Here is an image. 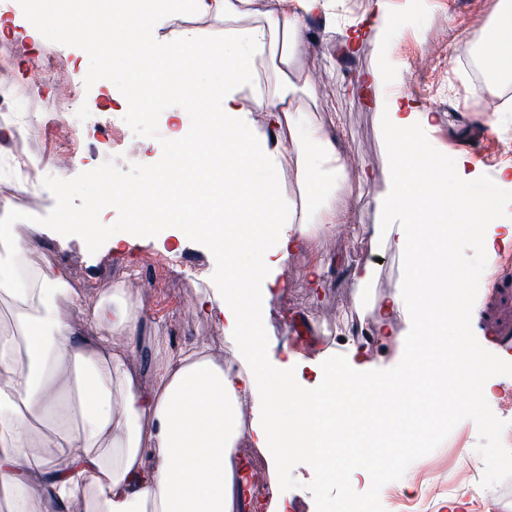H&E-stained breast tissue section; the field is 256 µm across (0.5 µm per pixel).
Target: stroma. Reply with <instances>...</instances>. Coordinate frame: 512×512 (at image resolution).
<instances>
[{
  "label": "stroma",
  "instance_id": "stroma-1",
  "mask_svg": "<svg viewBox=\"0 0 512 512\" xmlns=\"http://www.w3.org/2000/svg\"><path fill=\"white\" fill-rule=\"evenodd\" d=\"M374 2L365 0L364 7L354 11L340 2L327 24L311 22L301 32L300 64L316 87L318 119L335 127L350 163L332 194L333 204L350 217L347 229L323 227L314 246L292 252L283 273L286 284L273 292L263 310L268 368L278 370L286 351L302 354L305 361L294 370L302 387L315 382L321 366L351 354L358 374L370 378L374 387L385 388L416 345L413 318L406 311L393 314L390 335L371 342L361 337L362 330L373 327L374 309L397 293L406 273L392 241L377 230L380 217L374 199L387 188L389 168L382 114L362 96L366 71L377 67L388 75L383 96H401L434 115L429 148L450 162L465 154L467 170L481 173L476 193L497 199L500 216L512 218V191L503 190L496 179L501 166L512 164V98H506L505 87L499 85L465 96L454 79L465 41L487 37L497 18V0H384L383 11L393 20L389 27L373 19ZM352 24L358 27L359 42L355 55L347 57L341 52V32ZM0 41L11 47L0 63L12 69L17 84H36L42 90L41 97L21 109L29 126L24 145L31 161L42 167L40 182L32 198L17 205L9 217L30 241L34 259L64 267L70 288L92 303L131 281L145 324L130 364L143 384L152 382L160 347L175 354L202 341L215 357L240 360L219 310L225 259L203 240H183L157 226L143 232L133 247L116 253L109 241L90 247L67 239L59 227L61 212L69 211L83 214L88 223L111 225L113 234L127 233V210L101 214L94 209L104 184L142 183L150 168L172 156L161 113L184 112L191 124L196 113L185 112L181 101L158 97L157 117L143 115L141 105L126 98L125 60L115 59L108 71H100L79 42L59 35L52 25H45L37 42L10 35ZM80 100L99 102L101 111L82 114L71 147L75 159L61 169L45 134L61 111ZM105 153L111 154L113 164L103 179L97 170ZM451 246L469 272L466 294L475 322L467 341L494 383L489 406L498 418L512 422V347L498 348L488 337L489 330L512 329V290H497L494 271L470 230H459ZM367 265L373 266L375 276L369 287H356L352 272ZM316 266L322 270L317 285L308 275ZM203 300L210 306L202 312L197 305ZM477 443L475 423L460 422L400 480L382 487L380 501L386 512H447L451 504L461 505L463 512H512V479L482 487L485 463ZM267 455L264 448L236 451V463L245 468L258 495L257 500H245L244 512H273L279 481Z\"/></svg>",
  "mask_w": 512,
  "mask_h": 512
}]
</instances>
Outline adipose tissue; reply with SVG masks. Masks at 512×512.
Instances as JSON below:
<instances>
[{
	"label": "adipose tissue",
	"instance_id": "1",
	"mask_svg": "<svg viewBox=\"0 0 512 512\" xmlns=\"http://www.w3.org/2000/svg\"><path fill=\"white\" fill-rule=\"evenodd\" d=\"M175 0H76L49 12L56 29L80 38L82 47L108 69L114 57L127 59L135 76L132 100L153 90L141 82L147 70L161 71L164 89L179 88L186 102L209 107L194 130L180 128L174 145L184 160L152 170L138 186L105 185L96 208H125L140 227L166 225L180 235L203 240L229 266L224 281V324L245 354L242 364L224 365L205 344L170 355L157 352L156 385L146 391L125 366L127 350L142 328V314L129 288L113 289L95 303L67 287L62 268L34 262L30 244L14 225L0 224V298L21 301L0 337V512H239L241 481L234 454L242 437L269 451L272 465L287 461L289 449L303 452L327 477L352 479L356 468L328 462L336 432L362 426L375 389L353 382L346 365L323 373L308 387L295 385L287 370L270 373L268 342L258 315L259 302L280 285L288 257L309 243L316 224H341L330 202L333 177L342 175L346 151L334 132L288 95L301 78L300 34L305 21L330 16L336 0H271L264 22L235 27L251 0H184L198 18L224 22V37L207 41L193 29L162 44L158 22ZM269 55L285 84L259 86L255 59ZM487 72L512 73V9L502 8L485 47ZM210 68L222 81L221 108L197 72ZM384 73L371 70L364 94L384 109V137L394 168L387 192L375 204L384 223L395 224L394 245L408 274L398 296L378 312L387 327L402 299H411L418 347L406 354L405 369L384 393L405 398L414 386H428L449 373L458 394L492 395L476 357H464L462 343L472 304L463 296L467 271L450 241L456 228H474V242L495 258L500 240L512 241V225L501 228L493 199L472 191L474 174L458 156L454 180L442 179L444 158L423 152L432 127L429 113L400 98L384 99ZM257 93L243 103L248 85ZM291 131L277 145L259 140L250 113ZM295 163L309 214L296 218V204L272 174ZM436 218L421 224L425 214ZM452 223H444V216ZM243 251L259 263L239 266ZM81 315L73 323L55 311L57 298ZM256 417L241 420L242 401Z\"/></svg>",
	"mask_w": 512,
	"mask_h": 512
}]
</instances>
